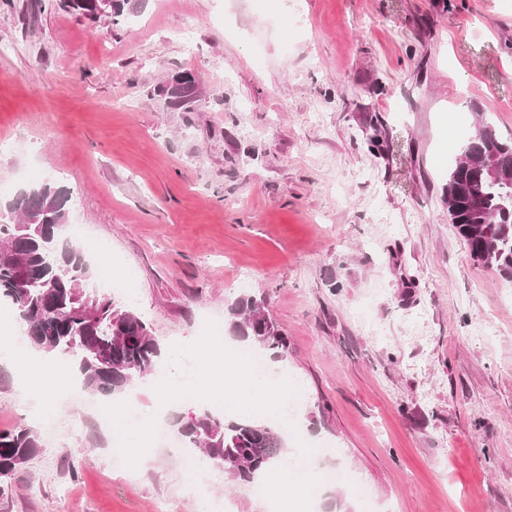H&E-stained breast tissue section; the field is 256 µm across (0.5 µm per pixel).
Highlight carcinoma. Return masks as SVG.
<instances>
[{"label": "carcinoma", "instance_id": "obj_1", "mask_svg": "<svg viewBox=\"0 0 512 512\" xmlns=\"http://www.w3.org/2000/svg\"><path fill=\"white\" fill-rule=\"evenodd\" d=\"M127 0H34L39 12L62 10L91 21L123 16ZM173 102L198 98L195 79L173 77L166 86ZM472 140L496 155L501 170L512 174V139L504 140L477 115ZM448 217L471 259L512 279V184L496 182L470 165L458 166L443 189ZM67 190L51 181L23 189L11 206L12 221L0 224V300L18 313L23 336L32 350L56 353L76 371L91 394L124 393L149 376L162 350L148 321L130 306L107 295L91 304L89 320L71 302L78 289L91 288L88 260L63 239L68 221ZM21 256L30 279L18 282L12 255ZM225 324L235 339L275 358L288 353V339L269 315L263 298L242 296L228 307ZM184 444L213 461L224 462V474L251 483L279 462L283 437L274 428L247 417L227 419L210 411L196 414L177 428ZM43 449L32 427L0 429V496L13 474Z\"/></svg>", "mask_w": 512, "mask_h": 512}]
</instances>
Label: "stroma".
<instances>
[{"label": "stroma", "instance_id": "35a3bbf8", "mask_svg": "<svg viewBox=\"0 0 512 512\" xmlns=\"http://www.w3.org/2000/svg\"><path fill=\"white\" fill-rule=\"evenodd\" d=\"M0 0V210L70 189L74 244L162 350L264 296L303 397L289 447L342 463L324 512H512V280L474 263L443 202L484 115L512 137V0H130L118 22ZM200 96L172 104L173 74ZM0 512H267L181 448L112 465L82 402ZM0 367V429L39 426Z\"/></svg>", "mask_w": 512, "mask_h": 512}]
</instances>
